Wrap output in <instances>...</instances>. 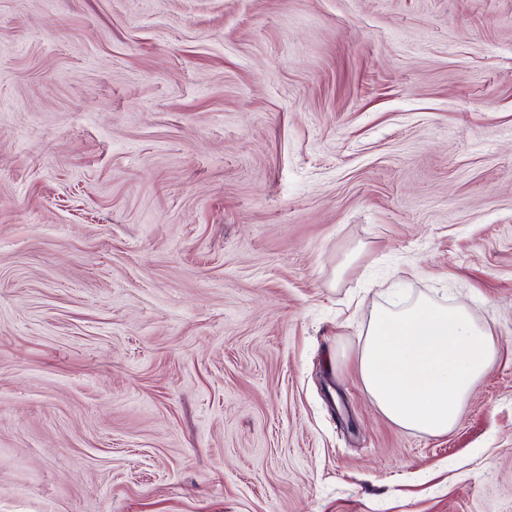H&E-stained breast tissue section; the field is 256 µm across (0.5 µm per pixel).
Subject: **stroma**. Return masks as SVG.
<instances>
[{
  "label": "stroma",
  "instance_id": "stroma-1",
  "mask_svg": "<svg viewBox=\"0 0 512 512\" xmlns=\"http://www.w3.org/2000/svg\"><path fill=\"white\" fill-rule=\"evenodd\" d=\"M434 291L440 436L356 369ZM0 512H512V0H0ZM497 348L462 303L422 296L402 309L376 308L357 357L364 392L393 424L447 434Z\"/></svg>",
  "mask_w": 512,
  "mask_h": 512
}]
</instances>
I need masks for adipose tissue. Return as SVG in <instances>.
<instances>
[{"label":"adipose tissue","mask_w":512,"mask_h":512,"mask_svg":"<svg viewBox=\"0 0 512 512\" xmlns=\"http://www.w3.org/2000/svg\"><path fill=\"white\" fill-rule=\"evenodd\" d=\"M497 348L489 328L462 303L422 296L373 311L357 357L364 392L393 424L447 434L487 372Z\"/></svg>","instance_id":"adipose-tissue-1"}]
</instances>
